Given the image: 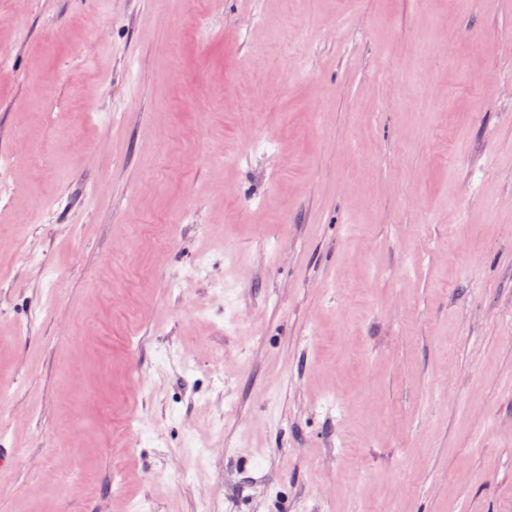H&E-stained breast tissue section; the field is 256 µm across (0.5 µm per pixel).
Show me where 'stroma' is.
<instances>
[{
    "label": "stroma",
    "mask_w": 512,
    "mask_h": 512,
    "mask_svg": "<svg viewBox=\"0 0 512 512\" xmlns=\"http://www.w3.org/2000/svg\"><path fill=\"white\" fill-rule=\"evenodd\" d=\"M1 13L0 512H512V0Z\"/></svg>",
    "instance_id": "1"
}]
</instances>
